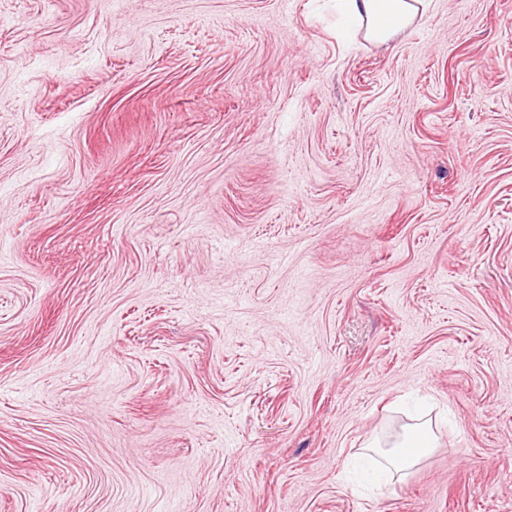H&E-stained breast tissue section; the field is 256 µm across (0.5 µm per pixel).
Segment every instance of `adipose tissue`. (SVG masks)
Instances as JSON below:
<instances>
[{
  "mask_svg": "<svg viewBox=\"0 0 512 512\" xmlns=\"http://www.w3.org/2000/svg\"><path fill=\"white\" fill-rule=\"evenodd\" d=\"M347 14L364 21L366 35L388 42L398 31L424 15L430 0H340Z\"/></svg>",
  "mask_w": 512,
  "mask_h": 512,
  "instance_id": "adipose-tissue-1",
  "label": "adipose tissue"
}]
</instances>
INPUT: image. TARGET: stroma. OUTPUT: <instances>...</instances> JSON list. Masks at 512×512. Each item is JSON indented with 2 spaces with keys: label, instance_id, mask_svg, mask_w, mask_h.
I'll list each match as a JSON object with an SVG mask.
<instances>
[{
  "label": "stroma",
  "instance_id": "1",
  "mask_svg": "<svg viewBox=\"0 0 512 512\" xmlns=\"http://www.w3.org/2000/svg\"><path fill=\"white\" fill-rule=\"evenodd\" d=\"M0 512H512V0H0ZM347 14L364 21L366 36L388 42L398 31L423 16L430 0H339ZM434 438L427 427H419L399 446L391 450L392 465L400 469L415 464L429 448H434ZM404 448H408L404 451Z\"/></svg>",
  "mask_w": 512,
  "mask_h": 512
}]
</instances>
